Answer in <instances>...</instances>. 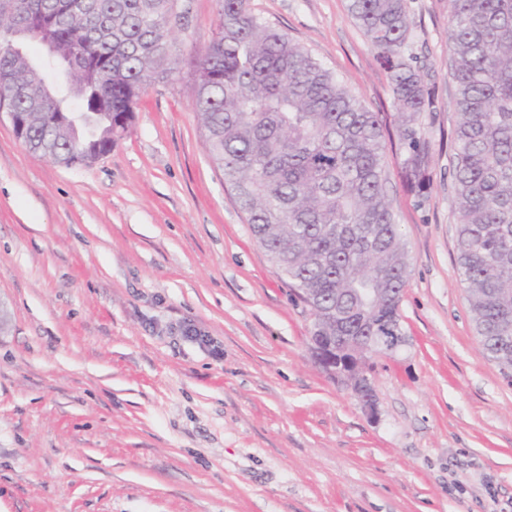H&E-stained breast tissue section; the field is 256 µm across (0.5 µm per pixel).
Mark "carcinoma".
<instances>
[{
    "label": "carcinoma",
    "instance_id": "obj_1",
    "mask_svg": "<svg viewBox=\"0 0 512 512\" xmlns=\"http://www.w3.org/2000/svg\"><path fill=\"white\" fill-rule=\"evenodd\" d=\"M0 0V109L46 161L73 168L126 136L141 95L175 72L178 0ZM218 24L198 56L195 109L213 163L235 191L249 229L315 316L317 364L338 336H377L385 311L357 289L379 288L396 308L408 250L384 176L386 122L336 75L250 7L217 0ZM448 40L457 89L452 178L456 270L487 357L512 379V0H450ZM349 10L388 74L404 187L432 182L422 127L433 97L406 54L408 0H350ZM53 49L35 64L22 44ZM66 60L94 130L76 136L68 97L45 70Z\"/></svg>",
    "mask_w": 512,
    "mask_h": 512
}]
</instances>
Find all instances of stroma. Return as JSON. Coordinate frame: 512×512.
<instances>
[{
	"mask_svg": "<svg viewBox=\"0 0 512 512\" xmlns=\"http://www.w3.org/2000/svg\"><path fill=\"white\" fill-rule=\"evenodd\" d=\"M176 70L91 165L0 115V512H512V383L456 273L449 0H408L434 95L424 200L387 190L409 254L407 343L371 359L369 418L313 362L312 315L253 238L193 102L216 0H180ZM253 11L391 118L349 0Z\"/></svg>",
	"mask_w": 512,
	"mask_h": 512,
	"instance_id": "obj_1",
	"label": "stroma"
}]
</instances>
